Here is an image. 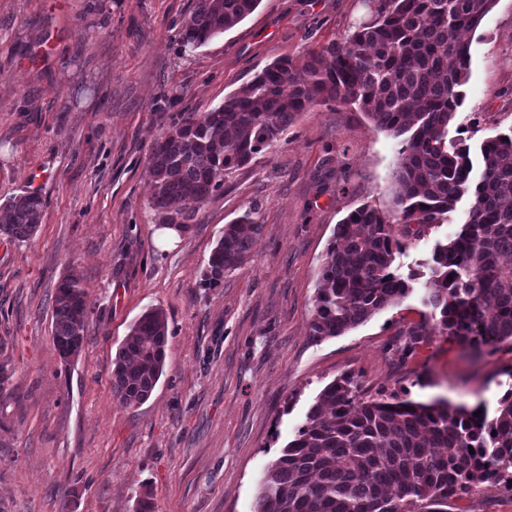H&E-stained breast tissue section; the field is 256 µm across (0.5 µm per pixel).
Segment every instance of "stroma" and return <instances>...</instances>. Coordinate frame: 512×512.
I'll use <instances>...</instances> for the list:
<instances>
[{
	"label": "stroma",
	"mask_w": 512,
	"mask_h": 512,
	"mask_svg": "<svg viewBox=\"0 0 512 512\" xmlns=\"http://www.w3.org/2000/svg\"><path fill=\"white\" fill-rule=\"evenodd\" d=\"M194 0H0V202L43 201L30 241L0 240V512H253L320 390L342 374L362 390H408L495 413L512 386V343L481 356L444 336L402 356L419 321L436 242L403 238L412 291L343 335L309 336L319 270L341 219L393 206L399 139L357 107L318 104L224 188L174 245L160 246L148 155L177 112H206L279 59L300 60L369 21L366 0H261L189 52ZM470 46L465 98L448 136L478 150L512 130V0H495ZM255 209L248 261L202 284L225 224ZM90 310L80 354L52 346V303L69 271ZM150 308L168 317L164 373L150 397L112 395V362Z\"/></svg>",
	"instance_id": "obj_1"
}]
</instances>
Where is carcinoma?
I'll return each instance as SVG.
<instances>
[{
  "label": "carcinoma",
  "mask_w": 512,
  "mask_h": 512,
  "mask_svg": "<svg viewBox=\"0 0 512 512\" xmlns=\"http://www.w3.org/2000/svg\"><path fill=\"white\" fill-rule=\"evenodd\" d=\"M260 0H195L181 24V50H196L252 13ZM375 18L303 61L277 60L207 112H179L153 143L150 207L183 232L224 188V176L273 147L311 106L355 105L402 138L393 171V211L364 203L336 225L320 269L310 336L336 337L400 304L412 286L394 270L402 243L394 226L427 234L469 208L455 238L432 254L426 305L431 313L406 330L404 355L432 336L472 348L512 342V132L470 148L448 140L463 101L469 44L494 0H371ZM42 199L23 191L0 204V238L27 241L42 218ZM249 209L224 225L203 274L212 287L243 265L263 225ZM453 279H448V276ZM86 292L68 274L53 297L52 344L60 352L85 341ZM168 318L144 312L118 348L112 395L145 402L164 369ZM474 452H469V449ZM512 488V387L494 415L444 398L418 402L397 391L365 396L350 375L326 384L305 422L266 469L254 512H448V502L481 487Z\"/></svg>",
  "instance_id": "carcinoma-1"
}]
</instances>
